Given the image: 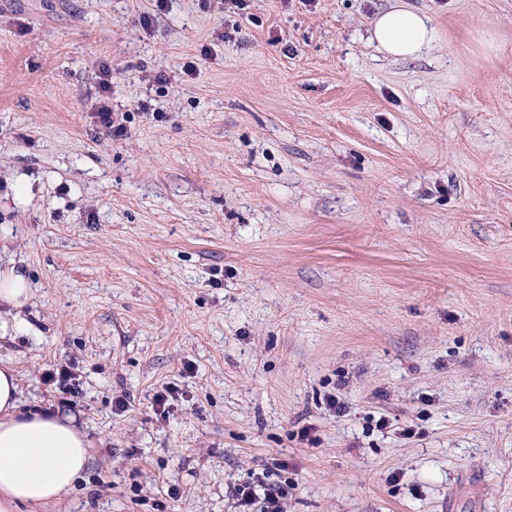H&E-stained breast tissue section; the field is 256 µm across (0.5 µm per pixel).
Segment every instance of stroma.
<instances>
[{
    "label": "stroma",
    "instance_id": "stroma-1",
    "mask_svg": "<svg viewBox=\"0 0 512 512\" xmlns=\"http://www.w3.org/2000/svg\"><path fill=\"white\" fill-rule=\"evenodd\" d=\"M392 2L0 0V362L92 443L46 512H236L272 458L287 512H512V0H404L407 60ZM369 34L378 51L394 59L416 58L438 41L431 18L405 4H394L376 13ZM29 297V282L23 271L16 267L0 271V302L20 307ZM42 378L46 385L58 386L61 392L70 395L79 393L78 377L68 367L60 366L53 370H47L43 373Z\"/></svg>",
    "mask_w": 512,
    "mask_h": 512
}]
</instances>
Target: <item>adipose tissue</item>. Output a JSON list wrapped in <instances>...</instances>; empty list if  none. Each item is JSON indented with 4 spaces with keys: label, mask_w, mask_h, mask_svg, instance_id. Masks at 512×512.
Returning a JSON list of instances; mask_svg holds the SVG:
<instances>
[{
    "label": "adipose tissue",
    "mask_w": 512,
    "mask_h": 512,
    "mask_svg": "<svg viewBox=\"0 0 512 512\" xmlns=\"http://www.w3.org/2000/svg\"><path fill=\"white\" fill-rule=\"evenodd\" d=\"M369 34L394 59L418 57L438 40L430 17L401 0L373 16ZM19 393L15 367L0 365V512H44L81 478L91 443L73 416L20 411Z\"/></svg>",
    "instance_id": "adipose-tissue-1"
}]
</instances>
